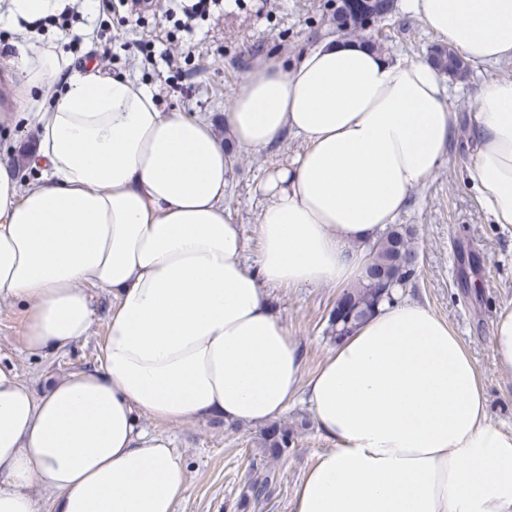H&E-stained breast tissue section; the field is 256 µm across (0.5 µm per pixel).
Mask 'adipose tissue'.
<instances>
[{
  "label": "adipose tissue",
  "instance_id": "adipose-tissue-1",
  "mask_svg": "<svg viewBox=\"0 0 512 512\" xmlns=\"http://www.w3.org/2000/svg\"><path fill=\"white\" fill-rule=\"evenodd\" d=\"M473 64L512 60V0H404ZM65 0H0V23ZM12 124L26 110L38 176L0 163V300L24 310L30 353L87 336L95 290L117 303L99 363L34 394L0 366V512H174L181 460L140 418L261 423L304 397L333 446L292 512H512V431L488 418L477 366L449 324L383 304L311 376L273 315L270 287L341 288L367 245L444 161L457 115L433 64L328 36L283 64L258 59L224 127L263 149L306 144L263 182L261 248L243 257L224 207L229 157L208 121L161 111L149 86L78 64L58 40L19 46ZM59 84L51 110L32 90ZM470 177L512 225V80L476 100Z\"/></svg>",
  "mask_w": 512,
  "mask_h": 512
}]
</instances>
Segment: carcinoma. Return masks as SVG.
I'll return each instance as SVG.
<instances>
[{"label":"carcinoma","mask_w":512,"mask_h":512,"mask_svg":"<svg viewBox=\"0 0 512 512\" xmlns=\"http://www.w3.org/2000/svg\"><path fill=\"white\" fill-rule=\"evenodd\" d=\"M367 10H361L352 0H336L332 18L336 32L342 35L363 34L369 20L384 21L393 11L394 0H364ZM428 59L439 70L454 77L464 76L469 63L450 45L430 47ZM420 252L416 229L410 224H391L369 248L361 279L357 285L342 292L348 311L342 319L329 312L326 331L340 341L370 317L383 302L396 300L398 289H403L417 277ZM296 430L282 421L272 422L262 430L263 447L269 456L280 458L294 443Z\"/></svg>","instance_id":"carcinoma-1"}]
</instances>
